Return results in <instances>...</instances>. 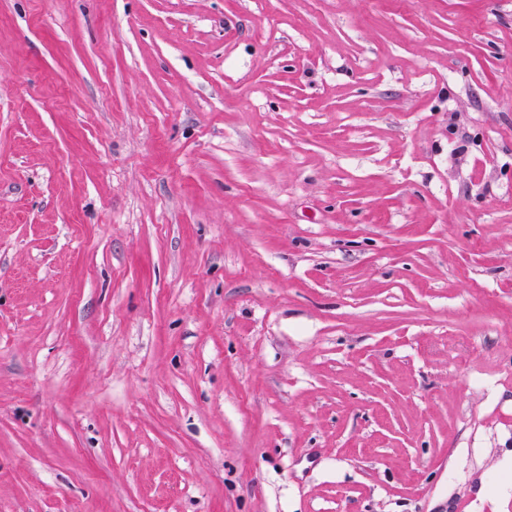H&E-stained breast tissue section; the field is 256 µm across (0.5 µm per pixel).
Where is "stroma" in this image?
Instances as JSON below:
<instances>
[{
  "label": "stroma",
  "mask_w": 512,
  "mask_h": 512,
  "mask_svg": "<svg viewBox=\"0 0 512 512\" xmlns=\"http://www.w3.org/2000/svg\"><path fill=\"white\" fill-rule=\"evenodd\" d=\"M506 512L512 0H0V512Z\"/></svg>",
  "instance_id": "1"
}]
</instances>
